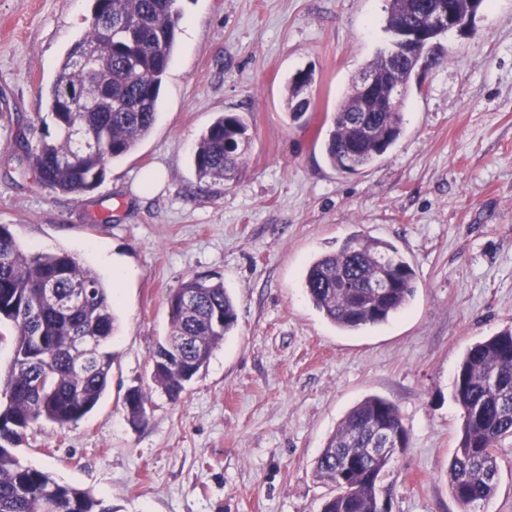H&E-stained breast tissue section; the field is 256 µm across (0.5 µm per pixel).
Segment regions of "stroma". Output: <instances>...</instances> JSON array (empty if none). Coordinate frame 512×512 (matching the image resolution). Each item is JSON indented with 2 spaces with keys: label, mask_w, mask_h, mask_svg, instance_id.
<instances>
[{
  "label": "stroma",
  "mask_w": 512,
  "mask_h": 512,
  "mask_svg": "<svg viewBox=\"0 0 512 512\" xmlns=\"http://www.w3.org/2000/svg\"><path fill=\"white\" fill-rule=\"evenodd\" d=\"M94 0H0V224L32 252L66 251L111 289V385L77 424L31 428L16 454L112 512H320L313 463L347 412L375 395L409 440L384 478L391 512H461L448 486L466 350L512 327V0H484L474 28L413 78L404 133L368 170L328 163L319 130L364 64L388 48L387 0H179L178 48L152 132L82 196L41 187L22 149ZM314 77L307 125L285 81ZM242 116L251 144L235 180L200 181V134ZM163 185L144 188L154 168ZM362 233L392 243L417 291L388 323L344 332L313 307L307 266ZM129 269L117 280L113 265ZM223 283L233 333L180 401L152 391L130 422L127 390L165 334L188 278ZM496 494L512 512V438Z\"/></svg>",
  "instance_id": "obj_1"
}]
</instances>
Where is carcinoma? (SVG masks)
<instances>
[{"mask_svg": "<svg viewBox=\"0 0 512 512\" xmlns=\"http://www.w3.org/2000/svg\"><path fill=\"white\" fill-rule=\"evenodd\" d=\"M85 34L62 62L46 96L45 134L24 152L38 183L81 195L96 188L108 166L133 152L153 129L163 77L181 20L177 0H95ZM386 29L396 34L421 21L433 0H387ZM306 89L292 76L285 108L294 121L310 107ZM357 81L336 105L325 133L331 166L351 173L372 167L403 131L401 112H354ZM373 118L372 136L361 134ZM249 126L233 113L218 116L200 135L192 155L199 179L221 184L243 164ZM398 282L383 288V277ZM414 271L390 243L353 235L317 257L303 283L313 306L341 331L388 322L415 292ZM170 323L150 353L149 377L172 402L237 325V307L224 284L199 277L168 298ZM13 326V359L0 376V512H112L89 491L61 485L21 464L15 453L36 424L77 423L111 383L117 316L110 289L76 257L28 252L0 225V321ZM462 408L459 439L448 466V485L463 512H475L497 488L500 442L512 437V329L472 346L457 373ZM151 400L129 391L125 409L133 423L148 416ZM407 434L395 404L368 397L356 404L315 460V477L336 494L321 512H381L382 479L392 461L371 449L380 432Z\"/></svg>", "mask_w": 512, "mask_h": 512, "instance_id": "carcinoma-1", "label": "carcinoma"}]
</instances>
